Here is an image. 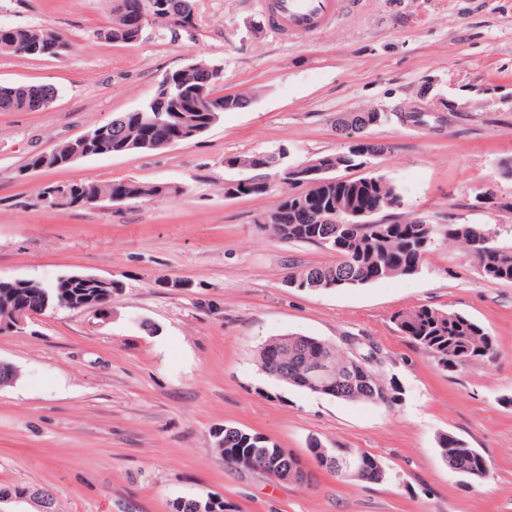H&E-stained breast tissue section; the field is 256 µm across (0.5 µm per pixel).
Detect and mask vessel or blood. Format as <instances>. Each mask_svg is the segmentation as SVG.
Instances as JSON below:
<instances>
[{
	"label": "vessel or blood",
	"instance_id": "vessel-or-blood-1",
	"mask_svg": "<svg viewBox=\"0 0 512 512\" xmlns=\"http://www.w3.org/2000/svg\"><path fill=\"white\" fill-rule=\"evenodd\" d=\"M359 3L360 0H262L275 28L290 39L324 33Z\"/></svg>",
	"mask_w": 512,
	"mask_h": 512
}]
</instances>
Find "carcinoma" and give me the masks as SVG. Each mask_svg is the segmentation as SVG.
Instances as JSON below:
<instances>
[{
  "instance_id": "obj_1",
  "label": "carcinoma",
  "mask_w": 512,
  "mask_h": 512,
  "mask_svg": "<svg viewBox=\"0 0 512 512\" xmlns=\"http://www.w3.org/2000/svg\"><path fill=\"white\" fill-rule=\"evenodd\" d=\"M72 44L61 33L49 27L0 26V54L31 58H54L68 53ZM211 64L198 61L171 73L172 85L164 113L172 121H179L193 138L201 137L228 111L242 110L250 105V97L236 94L224 100L218 93L219 80L208 83L213 99L210 108L199 110L194 89L205 80ZM57 90L44 84L0 85V112H37L49 107ZM427 112H379L372 108L365 112L336 117V130L349 139L354 135L366 139L359 152L350 148L338 153L320 155L312 162L339 167L342 171L358 169L362 175L338 179L332 172L315 176L302 192L288 180L278 181L281 199L276 209L283 220L269 225L271 236L286 244H312L331 251L336 262L325 266L293 267L288 281L299 290H329L356 288L368 283L412 276L419 272L426 255L435 242L436 225L427 223L416 212H401L404 203L396 187L380 171L378 158L387 147L369 140L368 130L381 123L397 119L400 123L427 125ZM108 153L158 151L160 144H149L154 129L137 112H123L102 124ZM74 150L73 140L54 143L45 168L68 167L66 157ZM279 154L253 153L228 157L224 164L240 168L249 175L224 184V192L234 191L244 196H263L268 189L255 183L258 167L277 160ZM130 200H153L183 193L180 186L151 184L129 180ZM85 199L93 200L112 194V182H81ZM400 210L394 217L387 212ZM445 241L456 245L473 258L482 277L492 282L512 283V246L498 243L494 229L486 224H450L444 233ZM8 281L0 280V321L12 317L18 305L34 308L37 300L29 288H9ZM43 289H63L62 295H71L73 303L88 298L97 299L101 288H71L54 280L41 283ZM395 325L411 343L428 353L438 367L446 369L471 363H491L496 356L493 337L472 318L449 309L429 306L410 308L394 315ZM328 356L336 373L322 380L310 374L311 365ZM261 369L270 377L334 398L386 404L390 400L386 386L372 368L367 355H349L336 345L299 334H288L284 339L266 341L258 353ZM217 448L224 457V465L257 472L271 480H286V470L300 466L299 461L286 453L277 443L256 432L236 427H224L217 436ZM309 451L320 466L325 457L357 455V471L342 478L367 483H378L385 478L382 463L375 456L362 451L325 448L319 441L309 444ZM442 459L457 472L472 481L489 476L487 457L475 448H468L452 435L439 439Z\"/></svg>"
}]
</instances>
